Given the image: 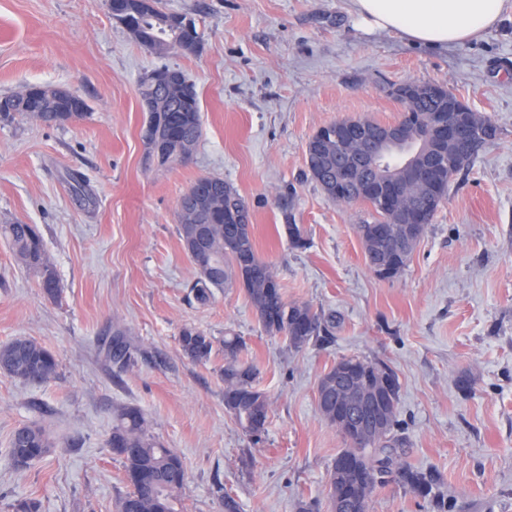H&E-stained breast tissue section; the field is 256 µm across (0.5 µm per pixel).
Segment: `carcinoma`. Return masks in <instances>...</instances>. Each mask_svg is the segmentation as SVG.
Segmentation results:
<instances>
[{
	"instance_id": "1",
	"label": "carcinoma",
	"mask_w": 512,
	"mask_h": 512,
	"mask_svg": "<svg viewBox=\"0 0 512 512\" xmlns=\"http://www.w3.org/2000/svg\"><path fill=\"white\" fill-rule=\"evenodd\" d=\"M166 13L158 8L140 12L125 25V29L140 45L153 51L155 46H171L184 36L183 27L173 23L164 24L161 18ZM57 89L49 85L37 86L42 111L31 112L21 97V93L0 96V117L8 118L15 114L38 119L42 113L52 112L58 102ZM395 98L403 104L401 123L409 127L425 126L429 114L448 106V100L456 95L445 87H440V95L419 97L410 103L400 95ZM150 120L156 130L166 133L167 129L180 127L184 136L172 143L173 160H155L150 153L144 154L147 166H166L180 163L195 150L202 135L201 116L197 96L174 100L167 96L157 98V110L151 113ZM493 125L490 117L478 112L471 113L467 134L475 144L474 154L460 159L453 151H448L446 165L439 167L434 181L436 194L430 201V213H435L448 196V189L454 176L467 169L476 155L485 147L483 130ZM337 122L317 130L306 144L305 160L308 175L324 192L328 199L349 204L360 199L354 197L346 187L336 188L331 179L336 170V161L349 162L358 155L357 146L348 145L341 154H336ZM220 185L223 191L210 201L219 216L216 222L206 225L205 245L202 253H188L196 268L197 277L190 286L189 295L200 304L206 305L214 298V290L239 286L243 288L255 311L262 329L272 335H281L288 346L299 350L311 343L334 336L338 320L336 315L317 311L308 302H289L281 290L267 287L266 274L272 273L269 263L256 253L250 232V225L235 224L224 220V214L237 208L238 192L224 179L210 177L207 181L195 182L192 188L202 192L209 186ZM363 203L372 209V222L357 226L365 261L368 268L385 279L399 274L410 261L413 250H400L398 244L404 235V225L395 220V212L378 201L377 193H369ZM381 224L386 229L383 240L376 241L363 233L370 224ZM199 216L189 210L178 212V236L182 247L194 235ZM0 236L9 243L17 260L28 268L35 269L41 277L45 293L54 297L60 290L55 270L43 248L42 235L35 224H0ZM178 343L184 356L193 362H206L210 359L214 340L203 331L185 326L181 329ZM224 347V405L241 428L258 438L268 424L269 403L264 392L256 386L257 369L240 358L244 344L238 336H226ZM138 350L132 345L124 330L117 328L112 333L108 346V356L115 372L121 373L137 362ZM357 361L360 373L369 379L384 373L393 376L387 365L365 358L343 356L336 366L325 373L319 383L336 378V367ZM0 372L32 385L44 384L58 375V362L52 352L35 340L19 337L0 346ZM392 418L388 430L380 436L349 440V446L342 452L351 456L356 477L354 484V512H369V502L377 484L366 480L370 472L381 469L386 475L396 477L411 491L427 497L430 495L434 477L413 469L405 459L403 439L395 435L399 426V391H394ZM336 401L324 399L319 405L322 417L334 426L343 439L348 440L347 430L336 423L333 411ZM112 452L123 463L128 491L118 500V512H125L128 501H134L136 512H183L182 492L185 488V468L180 456L170 448L157 442L150 433L142 411L136 407L120 408L113 419L112 434L107 441ZM51 443L45 430L29 424L18 427L9 441L7 459L16 467H25L43 456Z\"/></svg>"
}]
</instances>
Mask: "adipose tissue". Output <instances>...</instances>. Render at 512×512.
<instances>
[{"label": "adipose tissue", "instance_id": "obj_1", "mask_svg": "<svg viewBox=\"0 0 512 512\" xmlns=\"http://www.w3.org/2000/svg\"><path fill=\"white\" fill-rule=\"evenodd\" d=\"M505 0H352L357 26L397 32L409 42L452 47L496 24Z\"/></svg>", "mask_w": 512, "mask_h": 512}]
</instances>
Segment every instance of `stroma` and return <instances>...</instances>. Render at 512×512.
<instances>
[{
	"instance_id": "1",
	"label": "stroma",
	"mask_w": 512,
	"mask_h": 512,
	"mask_svg": "<svg viewBox=\"0 0 512 512\" xmlns=\"http://www.w3.org/2000/svg\"><path fill=\"white\" fill-rule=\"evenodd\" d=\"M194 21L202 49L159 56L114 21L107 0H0V94L33 84L78 92L85 118L0 120V224L38 225L61 291L0 238V345L35 339L59 363L33 386L0 374V512L34 500L40 512H117L126 491L107 445L117 409L144 413L182 459L185 512H328L327 473L346 443L318 411L317 384L343 356L388 365L399 384L406 459L434 471L430 496L396 480L369 512H512V9L480 39L451 47L368 35L350 0H158ZM180 69L198 95L203 135L185 162L146 167L139 94L151 70ZM407 81L445 85L499 129L391 279L366 265L361 202L329 201L307 175L306 142L338 119L398 122L390 94ZM218 175L246 202L256 247L285 299L341 313L334 338L302 350L266 333L241 288L189 299L196 270L177 234L181 196ZM306 248H292L285 224ZM212 336L207 363L183 355L179 332ZM140 350L116 374L113 328ZM244 341L268 398L253 440L224 405L222 341ZM471 385L461 390L458 381ZM48 434L28 467L5 460L19 426Z\"/></svg>"
}]
</instances>
